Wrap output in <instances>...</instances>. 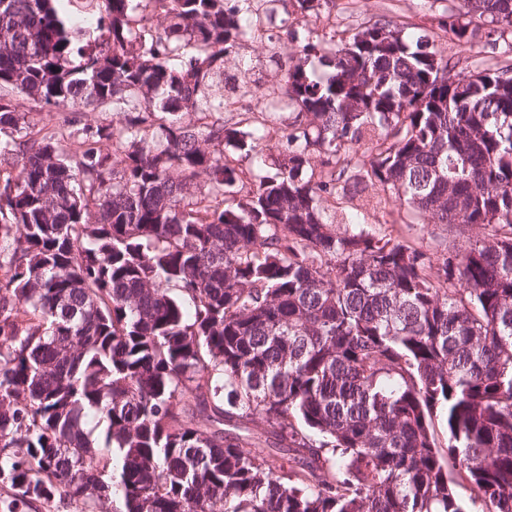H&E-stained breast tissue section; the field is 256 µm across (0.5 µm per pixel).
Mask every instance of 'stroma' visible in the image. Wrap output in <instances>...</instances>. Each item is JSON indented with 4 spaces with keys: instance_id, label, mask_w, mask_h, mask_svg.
Listing matches in <instances>:
<instances>
[{
    "instance_id": "stroma-1",
    "label": "stroma",
    "mask_w": 512,
    "mask_h": 512,
    "mask_svg": "<svg viewBox=\"0 0 512 512\" xmlns=\"http://www.w3.org/2000/svg\"><path fill=\"white\" fill-rule=\"evenodd\" d=\"M329 10L330 17L326 20L302 14L293 4L288 9L277 10L274 22L256 34L242 53L251 81L264 91L282 88L288 60L273 56L272 47L293 45L295 36L305 28L322 34L333 29L352 30L376 15L391 17L403 32L429 36L446 54H453L455 43L443 30L442 23L449 13L464 12L465 7L463 0H334ZM412 218L406 208L397 207L385 222L370 217L363 227L371 234H387L430 252L447 251L448 233L444 225L416 224Z\"/></svg>"
}]
</instances>
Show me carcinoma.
I'll use <instances>...</instances> for the list:
<instances>
[{"label":"carcinoma","mask_w":512,"mask_h":512,"mask_svg":"<svg viewBox=\"0 0 512 512\" xmlns=\"http://www.w3.org/2000/svg\"><path fill=\"white\" fill-rule=\"evenodd\" d=\"M261 2L90 0L92 43L53 0H0L7 512H512V63L384 17L308 28L275 173L246 183L231 155L265 157L270 113L224 122V62ZM465 2L457 45L474 16L512 29V0ZM15 92L121 118L19 145ZM397 204L448 252L348 228Z\"/></svg>","instance_id":"carcinoma-1"}]
</instances>
